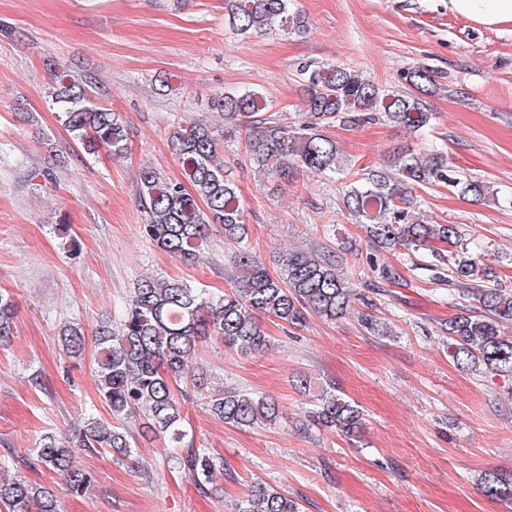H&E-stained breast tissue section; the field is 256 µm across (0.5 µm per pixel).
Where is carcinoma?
Here are the masks:
<instances>
[{
	"label": "carcinoma",
	"instance_id": "1",
	"mask_svg": "<svg viewBox=\"0 0 512 512\" xmlns=\"http://www.w3.org/2000/svg\"><path fill=\"white\" fill-rule=\"evenodd\" d=\"M293 0H225V17L239 34H264L278 27L291 33L306 28L304 16L291 9ZM55 100L64 126L88 155L104 148L114 156L128 152L129 132L120 114L90 102L89 85L64 66L50 69ZM305 109L290 125L273 111L267 96L256 89L224 92L213 108L224 116L217 128L190 123L175 126L170 143L182 180H170L152 167L139 171L140 196L146 223L142 233L155 247L180 260L200 259L199 247L210 225L224 228V238L238 245L230 291L211 296L180 279L144 276L137 281L123 311L120 327L105 322L95 330L94 373L100 398L112 413L108 423L89 417L72 439L52 434L40 440L37 461L63 476L72 493H82L91 477L76 468L80 452L110 451L118 460L134 456L126 420L144 419L147 431L180 444L184 438L182 404L173 382L191 378L196 388L207 385L204 372L188 371L196 344L209 338L242 354L263 350L268 343L257 315L268 314L300 327L314 313L329 321L352 307L354 286L339 270L334 256L316 251H290L281 258V272L271 276L257 259L248 239V225L238 187L224 174L221 151L228 142H243L245 160L271 182L281 185L300 175L334 179L342 170V154L327 135L335 125L359 127L381 117L417 133L431 125L426 97L438 88L424 67L409 68L401 77L411 90L392 91L363 79L342 65L304 62L298 66ZM441 184L477 201L499 197L490 186L448 165L444 155L429 148L424 156L402 151L390 168L373 170L345 186L343 203L364 225L366 233L386 251H428L437 280L448 283L461 298H472L482 311L448 318V355L463 369L477 365L496 375L512 374V286L497 272L468 256L464 235L455 224H428L412 218L416 188ZM362 327L384 336L387 325L364 313ZM14 302L0 289V345L14 336ZM60 340L69 354L85 346L82 324L73 322ZM209 411L218 420L241 428L267 427L281 419L279 404L234 387L215 391ZM363 414L352 402L322 391L317 409L299 422L307 434L335 428L358 434ZM192 472L204 494L224 468L210 455L193 450L178 458ZM484 495L512 499V478L496 471L479 476ZM3 512H57L53 494L21 478L0 479ZM301 504L268 483L257 481L236 499L230 512H300Z\"/></svg>",
	"mask_w": 512,
	"mask_h": 512
}]
</instances>
